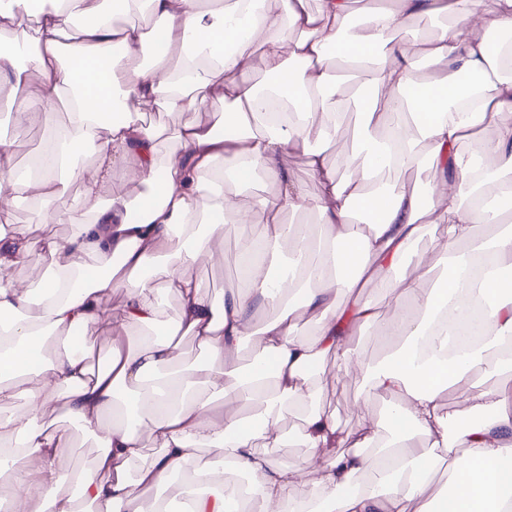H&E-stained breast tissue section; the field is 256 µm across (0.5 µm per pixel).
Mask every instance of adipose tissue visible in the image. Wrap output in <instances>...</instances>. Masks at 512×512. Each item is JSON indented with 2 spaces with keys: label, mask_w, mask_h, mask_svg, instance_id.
I'll use <instances>...</instances> for the list:
<instances>
[{
  "label": "adipose tissue",
  "mask_w": 512,
  "mask_h": 512,
  "mask_svg": "<svg viewBox=\"0 0 512 512\" xmlns=\"http://www.w3.org/2000/svg\"><path fill=\"white\" fill-rule=\"evenodd\" d=\"M440 10L449 22L433 37L395 40L406 20ZM350 12V0L313 8L308 0H56L38 13L31 0H0V93L22 77L35 83L14 121L47 107L67 114L40 153V174L19 173L0 142V175L46 211L58 172H69L81 210L54 213L71 232L42 239L51 261L29 284L10 272L30 239L0 230V405L21 398L28 409L0 416L10 512H163L135 486L186 471L190 512H246L253 500L267 512H319L322 503L326 512H512V390L486 383L512 370V352H502L512 349V282L497 274L512 270V226L490 246L461 248L485 219V199L512 191V0L490 15L476 0H392L353 33ZM424 61L428 81L418 77ZM258 66L261 84L250 79ZM353 78L358 122L348 149L336 114ZM145 108L191 112L170 133V151L140 123ZM291 151L317 177L318 195L284 166ZM87 153L91 165L72 166ZM478 154L495 166L475 170ZM128 165L134 198L109 191ZM421 167L434 174L425 192L386 182ZM261 178L276 193L243 197ZM308 208L316 224L282 219ZM229 224L241 239L245 287L218 300L204 275L223 257ZM431 225L442 229L432 251L412 253ZM271 242L296 259L280 282L266 267ZM456 252L461 272L423 294L426 271ZM366 281L394 307L383 331L405 339L376 365L350 344L353 327L376 313L365 305L345 318ZM162 287L179 300L171 322L161 318ZM116 293L123 311L110 321L106 299ZM304 314L315 320L314 339L298 334ZM133 327L142 338L130 348L122 338ZM104 330L114 342L98 371L69 347L43 353L48 336ZM184 334L207 354L187 368L175 343ZM246 343L258 355L242 371L234 358ZM329 354L339 372L383 394L390 439L375 424L345 430L308 409L319 385L312 366ZM450 388L457 403L447 413L439 397ZM242 401L261 402V412L241 415ZM49 408L94 436L90 466H57L67 437L31 418ZM292 408L305 411V446L334 451L314 482L268 454L284 447L281 423ZM147 448L157 454L146 462ZM203 448L220 450L225 468L247 472L249 484L195 467ZM442 468L448 488L429 497Z\"/></svg>",
  "instance_id": "obj_1"
}]
</instances>
